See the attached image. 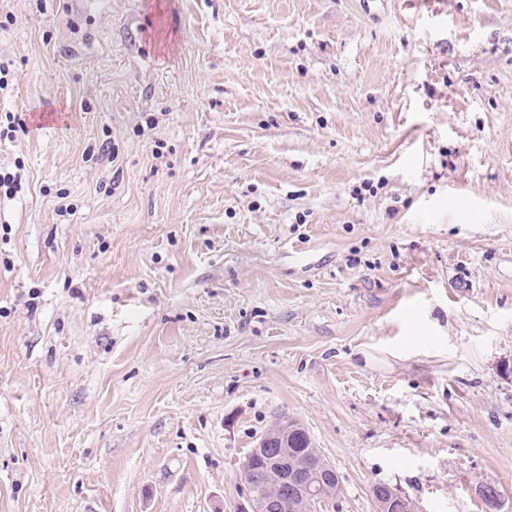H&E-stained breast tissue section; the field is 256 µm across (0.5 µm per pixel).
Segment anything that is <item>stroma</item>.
Here are the masks:
<instances>
[{
  "label": "stroma",
  "instance_id": "obj_1",
  "mask_svg": "<svg viewBox=\"0 0 512 512\" xmlns=\"http://www.w3.org/2000/svg\"><path fill=\"white\" fill-rule=\"evenodd\" d=\"M0 512H512V0H0ZM295 422L283 418L280 436L259 440L253 453L242 462L241 480L246 490V503L240 512H282L285 502L290 503L293 512L316 511L317 505L326 499L325 492H330L329 485L336 483V478L339 486L336 470L320 451L313 448L305 452L312 447L309 436L302 432L292 435L294 431H303ZM276 440L278 450L272 454L266 452L271 448L269 444H275ZM290 442L293 452L305 453L289 456ZM255 469L260 480L245 482L246 471L251 473ZM266 486H271L273 492L265 490Z\"/></svg>",
  "mask_w": 512,
  "mask_h": 512
}]
</instances>
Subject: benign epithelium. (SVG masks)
Here are the masks:
<instances>
[{"label":"benign epithelium","mask_w":512,"mask_h":512,"mask_svg":"<svg viewBox=\"0 0 512 512\" xmlns=\"http://www.w3.org/2000/svg\"><path fill=\"white\" fill-rule=\"evenodd\" d=\"M280 436L260 440L241 464V473L257 471L260 480L244 483L246 503L240 512H282L289 503L293 512H314L325 500L336 470L316 448L289 456L288 443L297 423L282 419Z\"/></svg>","instance_id":"7a95c632"}]
</instances>
